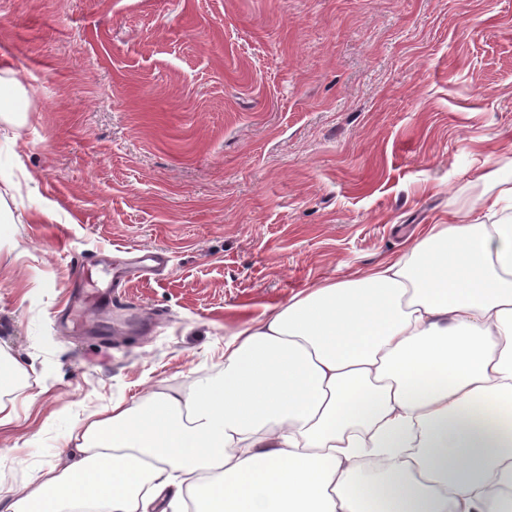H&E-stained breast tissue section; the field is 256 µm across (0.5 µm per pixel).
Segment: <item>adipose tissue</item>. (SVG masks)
<instances>
[{"instance_id": "ef3b65f1", "label": "adipose tissue", "mask_w": 512, "mask_h": 512, "mask_svg": "<svg viewBox=\"0 0 512 512\" xmlns=\"http://www.w3.org/2000/svg\"><path fill=\"white\" fill-rule=\"evenodd\" d=\"M406 252L245 323L187 390L113 401L9 512H512V168ZM0 348V425L31 403Z\"/></svg>"}]
</instances>
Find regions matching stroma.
I'll return each instance as SVG.
<instances>
[{
    "instance_id": "obj_1",
    "label": "stroma",
    "mask_w": 512,
    "mask_h": 512,
    "mask_svg": "<svg viewBox=\"0 0 512 512\" xmlns=\"http://www.w3.org/2000/svg\"><path fill=\"white\" fill-rule=\"evenodd\" d=\"M0 54L37 90L0 124V347L46 387L0 427L5 492L112 401L193 385L243 323L408 249L512 149V0H0ZM119 250L168 266L67 329Z\"/></svg>"
}]
</instances>
